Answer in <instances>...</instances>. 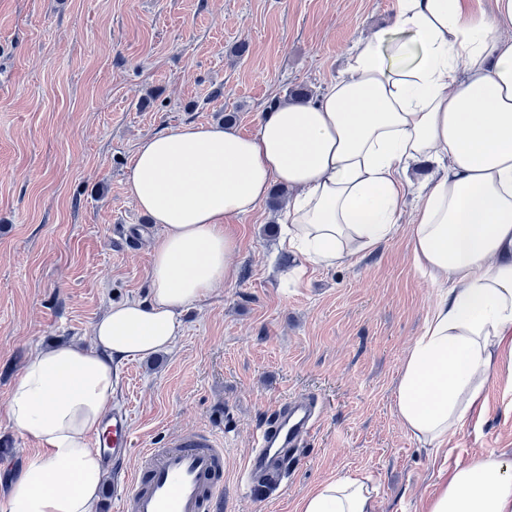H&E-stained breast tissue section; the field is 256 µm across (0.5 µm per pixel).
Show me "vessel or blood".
I'll return each instance as SVG.
<instances>
[{
    "label": "vessel or blood",
    "instance_id": "b4317fda",
    "mask_svg": "<svg viewBox=\"0 0 512 512\" xmlns=\"http://www.w3.org/2000/svg\"><path fill=\"white\" fill-rule=\"evenodd\" d=\"M318 421L315 401L276 406L258 430L247 470L253 482L276 483L298 461V450ZM100 443L120 459L132 447V413L113 410L112 424ZM143 466L128 477L118 495L120 512H218L224 487L221 440L204 430L181 433L162 448L142 452Z\"/></svg>",
    "mask_w": 512,
    "mask_h": 512
}]
</instances>
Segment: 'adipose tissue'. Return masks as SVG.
<instances>
[{"mask_svg": "<svg viewBox=\"0 0 512 512\" xmlns=\"http://www.w3.org/2000/svg\"><path fill=\"white\" fill-rule=\"evenodd\" d=\"M493 4L393 0L390 27L355 41L318 97L280 103L249 134L186 125L138 145L129 191L159 227L149 297L112 304L89 344L31 357L8 418L42 451L0 512H98L107 471L92 436L118 365L170 349L181 312L234 280L230 221L276 184L288 191L281 248L322 267L386 241L415 198L413 266L443 294L402 361L396 413L434 447L467 423L512 358V0ZM297 512H374V490L341 476ZM427 512H512V462L454 467Z\"/></svg>", "mask_w": 512, "mask_h": 512, "instance_id": "adipose-tissue-1", "label": "adipose tissue"}]
</instances>
